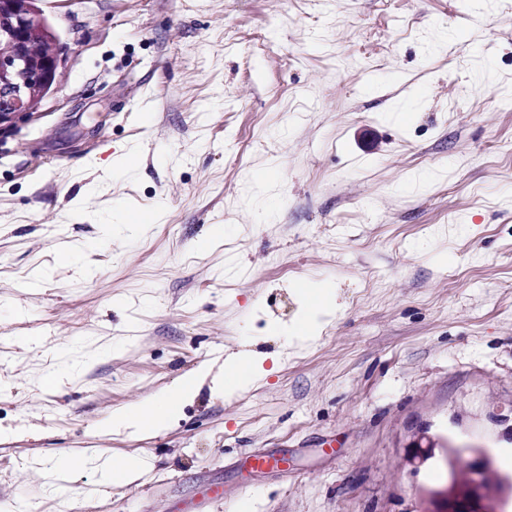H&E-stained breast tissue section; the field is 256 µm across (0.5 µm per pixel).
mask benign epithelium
<instances>
[{"label":"benign epithelium","instance_id":"benign-epithelium-1","mask_svg":"<svg viewBox=\"0 0 512 512\" xmlns=\"http://www.w3.org/2000/svg\"><path fill=\"white\" fill-rule=\"evenodd\" d=\"M41 0H0V132L33 114L53 94L66 60V46L38 6ZM409 462L414 470L435 460L445 472L443 485L422 489L423 512H506L512 478H497L490 490L494 456L482 445H456L425 425L416 432Z\"/></svg>","mask_w":512,"mask_h":512}]
</instances>
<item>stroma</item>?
Here are the masks:
<instances>
[{"label": "stroma", "mask_w": 512, "mask_h": 512, "mask_svg": "<svg viewBox=\"0 0 512 512\" xmlns=\"http://www.w3.org/2000/svg\"><path fill=\"white\" fill-rule=\"evenodd\" d=\"M41 8L67 57L0 142V507L100 453L142 475L72 471L87 512H421L423 424L512 474V0ZM231 353L265 374L228 398ZM191 371L163 428L100 431ZM88 464H95L103 472V479L106 483H132L138 476L139 466L129 460L117 461L104 459L94 454L83 456L78 459L60 460L56 462L54 475L56 479H65V473L75 468H86Z\"/></svg>", "instance_id": "1"}]
</instances>
